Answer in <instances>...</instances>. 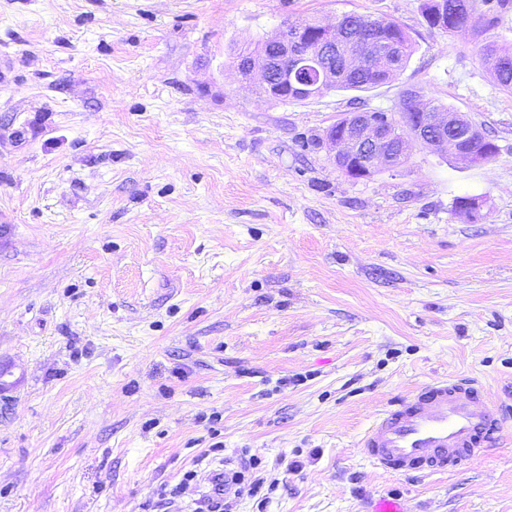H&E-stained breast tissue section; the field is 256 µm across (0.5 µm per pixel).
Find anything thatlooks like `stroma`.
Masks as SVG:
<instances>
[{
  "label": "stroma",
  "instance_id": "obj_1",
  "mask_svg": "<svg viewBox=\"0 0 512 512\" xmlns=\"http://www.w3.org/2000/svg\"><path fill=\"white\" fill-rule=\"evenodd\" d=\"M423 3L0 0V512H142L246 453L272 490L231 512H512V419L451 474L358 451L436 380L512 402V94L482 52L512 48V0L452 34ZM345 13L399 24L407 66L300 102L237 74L283 21ZM411 89L497 156L416 144L367 179L338 169L327 128Z\"/></svg>",
  "mask_w": 512,
  "mask_h": 512
}]
</instances>
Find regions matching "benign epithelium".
I'll return each instance as SVG.
<instances>
[{"mask_svg":"<svg viewBox=\"0 0 512 512\" xmlns=\"http://www.w3.org/2000/svg\"><path fill=\"white\" fill-rule=\"evenodd\" d=\"M324 29V39L309 49L302 47L299 32L288 36L277 32L269 40L270 48L277 52L276 60H286L288 66L276 70L262 60L254 61L245 80L258 81L262 92L273 99L279 96V84L288 81V75L301 69L312 67L316 70V88L319 90L336 82L331 57L347 33L338 23L328 24ZM394 51L396 47H388L384 41H368L362 51L346 57L345 72H364L373 67L377 55ZM354 116L355 120L342 130H336L333 125L325 133V143L333 153L336 165L353 179L369 178L381 169L399 167L413 141L436 152L449 151L454 157L472 164L481 161L476 148L475 129H461L453 122V112H405L402 114L405 132L400 135L396 134L388 113L356 112Z\"/></svg>","mask_w":512,"mask_h":512,"instance_id":"1","label":"benign epithelium"}]
</instances>
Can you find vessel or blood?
I'll use <instances>...</instances> for the list:
<instances>
[{
	"label": "vessel or blood",
	"mask_w": 512,
	"mask_h": 512,
	"mask_svg": "<svg viewBox=\"0 0 512 512\" xmlns=\"http://www.w3.org/2000/svg\"><path fill=\"white\" fill-rule=\"evenodd\" d=\"M511 413L486 405L477 382L446 378L385 410L358 446L387 473L446 474L489 455Z\"/></svg>",
	"instance_id": "b4317fda"
}]
</instances>
